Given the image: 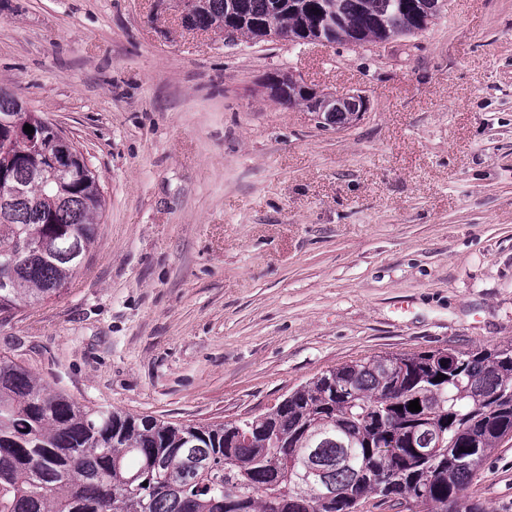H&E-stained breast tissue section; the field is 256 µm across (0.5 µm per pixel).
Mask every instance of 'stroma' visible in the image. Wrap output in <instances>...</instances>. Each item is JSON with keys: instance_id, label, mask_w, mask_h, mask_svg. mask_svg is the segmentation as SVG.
Wrapping results in <instances>:
<instances>
[{"instance_id": "stroma-1", "label": "stroma", "mask_w": 512, "mask_h": 512, "mask_svg": "<svg viewBox=\"0 0 512 512\" xmlns=\"http://www.w3.org/2000/svg\"><path fill=\"white\" fill-rule=\"evenodd\" d=\"M363 97L343 129L263 83ZM0 86L88 158L106 212L0 354L81 403L259 415L345 362L512 341V0L370 50L225 43L176 0H0ZM512 512V440L467 488ZM264 87L270 90L269 96L276 102L281 104H296L303 103L311 112H316L311 109L310 96L303 84H300L289 73L279 71L269 75L265 82ZM276 89L277 93H272Z\"/></svg>"}]
</instances>
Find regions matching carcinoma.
I'll return each mask as SVG.
<instances>
[{"label":"carcinoma","mask_w":512,"mask_h":512,"mask_svg":"<svg viewBox=\"0 0 512 512\" xmlns=\"http://www.w3.org/2000/svg\"><path fill=\"white\" fill-rule=\"evenodd\" d=\"M446 0H197L187 27L231 25L251 40L306 42L333 22L353 46L414 36ZM264 87L309 104L279 71ZM335 109L327 127L351 121ZM57 134L0 87V248L26 244L0 283V313L61 295L86 264L106 201L94 171L42 167L12 134ZM446 379L438 381V374ZM419 400L421 411L408 405ZM512 439V344L384 352L326 370L257 417L173 423L90 408L0 356V512H485L464 491L487 454Z\"/></svg>","instance_id":"cac0c4a2"}]
</instances>
